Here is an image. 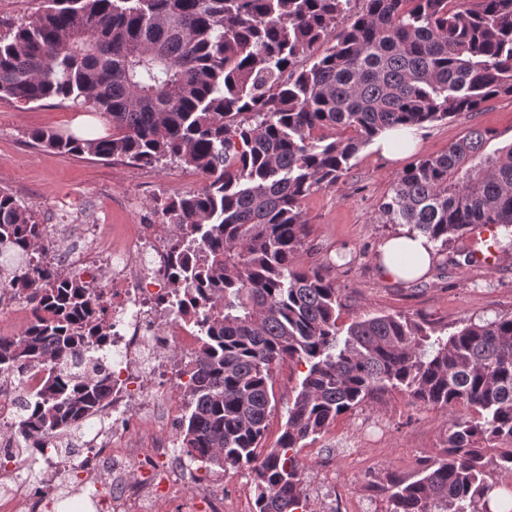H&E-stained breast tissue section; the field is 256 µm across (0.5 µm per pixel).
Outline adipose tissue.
<instances>
[{
  "label": "adipose tissue",
  "mask_w": 512,
  "mask_h": 512,
  "mask_svg": "<svg viewBox=\"0 0 512 512\" xmlns=\"http://www.w3.org/2000/svg\"><path fill=\"white\" fill-rule=\"evenodd\" d=\"M435 253L433 243L417 231L402 230L389 238L382 247L378 260L381 276L394 281H410L423 276L431 267ZM409 257V264L397 262V255Z\"/></svg>",
  "instance_id": "obj_1"
}]
</instances>
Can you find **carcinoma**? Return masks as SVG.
Wrapping results in <instances>:
<instances>
[{"instance_id": "cac0c4a2", "label": "carcinoma", "mask_w": 512, "mask_h": 512, "mask_svg": "<svg viewBox=\"0 0 512 512\" xmlns=\"http://www.w3.org/2000/svg\"><path fill=\"white\" fill-rule=\"evenodd\" d=\"M500 96H512V0H44L30 22L0 30V100L71 101L112 124L95 138L34 130L35 143L207 177L160 204L161 223L183 228L175 263L191 272L176 289L200 336L179 453L207 470H249L258 512H306L297 449L390 389L449 420L443 454L417 479L387 477L388 512H509L488 451L512 471V314L448 334L375 316L341 344L338 288L298 263L302 200L336 185L379 132ZM490 138L472 128L404 169L380 217L411 225L457 268L475 251L448 245L476 230L490 232L487 253L511 250L512 144L488 154ZM48 236L0 188V289L34 311L0 336V375L43 371L16 422L30 455L58 433L83 435L112 387L89 339L108 309L45 261ZM286 359L306 373L265 453Z\"/></svg>"}]
</instances>
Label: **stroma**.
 Wrapping results in <instances>:
<instances>
[{
  "label": "stroma",
  "instance_id": "stroma-1",
  "mask_svg": "<svg viewBox=\"0 0 512 512\" xmlns=\"http://www.w3.org/2000/svg\"><path fill=\"white\" fill-rule=\"evenodd\" d=\"M107 126L105 118L69 101L22 105L0 100V187L31 208L39 223H96L108 236L117 224L157 223L154 209L160 199L205 186V175L183 165L143 167L61 153L29 137L37 129L97 137ZM472 128L492 132L488 151L511 144L512 97L424 125L421 142L409 157L389 160L365 146L344 180L303 200L309 234L300 261L319 268L339 289L342 325L401 313L451 327L463 319L479 322L512 313L511 252L501 253L491 267L457 269L436 262L413 281L385 280L376 268L384 240L400 230L379 217V205L393 182L411 163L444 152ZM304 375V366L280 367L269 441L279 436ZM447 433L448 418L441 411L412 405L405 393L391 390L338 418L316 440L306 441L299 451L303 479L311 481L317 471H325L354 506L373 504L387 512V498L375 491V483L390 473L415 478L423 460L440 455Z\"/></svg>",
  "mask_w": 512,
  "mask_h": 512
}]
</instances>
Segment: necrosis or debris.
<instances>
[{
  "label": "necrosis or debris",
  "instance_id": "4bbe7bcc",
  "mask_svg": "<svg viewBox=\"0 0 512 512\" xmlns=\"http://www.w3.org/2000/svg\"><path fill=\"white\" fill-rule=\"evenodd\" d=\"M179 238L174 224H123L111 241L81 224L52 238L49 259L88 284L93 307L112 312L101 340L112 354V394L101 410L109 425L72 455L52 439L40 475H25L14 424L21 397L38 390L43 373L0 376V512H48L62 474L96 512H167L174 502L180 512H225L223 481L183 469L166 436L187 413L185 368L199 347L174 288L170 249Z\"/></svg>",
  "mask_w": 512,
  "mask_h": 512
}]
</instances>
